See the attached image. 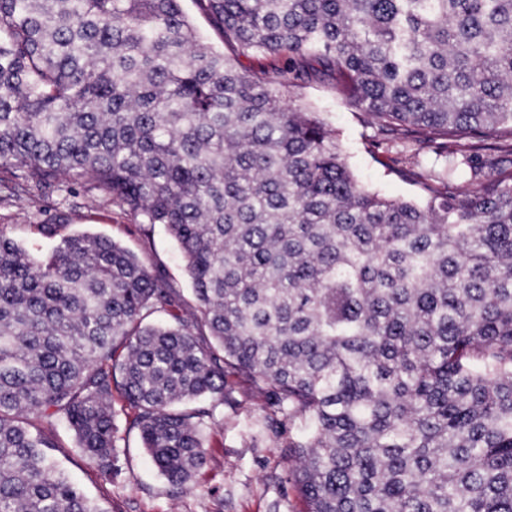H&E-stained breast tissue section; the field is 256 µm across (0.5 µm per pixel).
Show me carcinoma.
Listing matches in <instances>:
<instances>
[{
    "label": "carcinoma",
    "instance_id": "carcinoma-1",
    "mask_svg": "<svg viewBox=\"0 0 512 512\" xmlns=\"http://www.w3.org/2000/svg\"><path fill=\"white\" fill-rule=\"evenodd\" d=\"M181 2L0 0V166L164 226L198 304L107 237L0 232V512H102L49 449L63 424L112 476L116 394L188 490L226 368L282 414L306 512H512V0H197L233 57ZM312 78L372 148L446 157L419 200L288 102ZM182 8L194 23L197 31L213 47L223 51L225 54H230V48L224 44V39L221 35L210 25V22L206 16L199 9L195 0H184L182 2Z\"/></svg>",
    "mask_w": 512,
    "mask_h": 512
}]
</instances>
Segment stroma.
Instances as JSON below:
<instances>
[{
	"instance_id": "35a3bbf8",
	"label": "stroma",
	"mask_w": 512,
	"mask_h": 512,
	"mask_svg": "<svg viewBox=\"0 0 512 512\" xmlns=\"http://www.w3.org/2000/svg\"><path fill=\"white\" fill-rule=\"evenodd\" d=\"M290 102L318 113L335 130L350 166L367 187L392 198H417V184L374 160L370 142L375 128L333 84L315 79L300 83L293 87ZM41 224L60 225L65 235L90 233L112 239L180 292L182 313L195 311L183 255L162 226L146 228L143 216L80 186L47 189L40 205L32 206L21 182L0 167V232L43 258L56 243L39 234ZM224 381V403L202 428L207 463L188 491L175 489L160 475L119 401L114 404L119 450L113 476L89 464L73 435L63 429L54 458L105 512H303L286 441L268 425L273 408L233 370H226Z\"/></svg>"
}]
</instances>
